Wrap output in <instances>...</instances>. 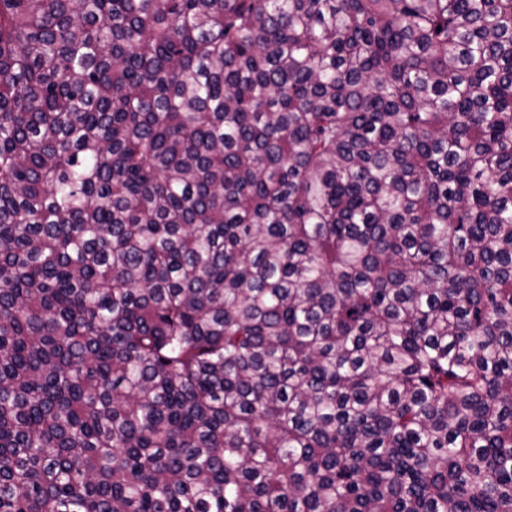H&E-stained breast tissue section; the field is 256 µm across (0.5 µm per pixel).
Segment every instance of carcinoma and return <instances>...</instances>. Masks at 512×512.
I'll return each mask as SVG.
<instances>
[{
  "label": "carcinoma",
  "instance_id": "obj_1",
  "mask_svg": "<svg viewBox=\"0 0 512 512\" xmlns=\"http://www.w3.org/2000/svg\"><path fill=\"white\" fill-rule=\"evenodd\" d=\"M0 512H512V0H0Z\"/></svg>",
  "mask_w": 512,
  "mask_h": 512
}]
</instances>
